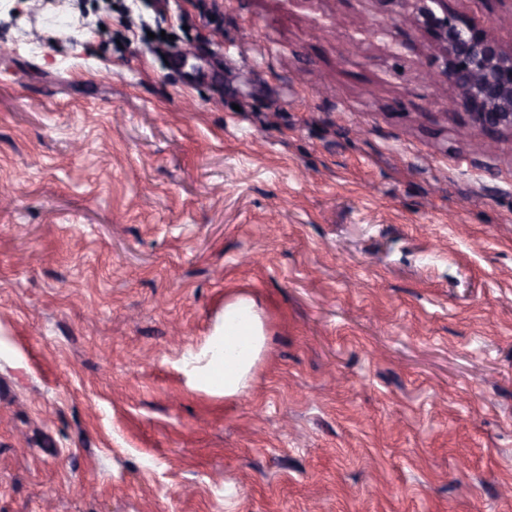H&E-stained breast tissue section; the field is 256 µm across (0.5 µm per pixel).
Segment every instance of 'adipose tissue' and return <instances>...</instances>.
<instances>
[{
  "instance_id": "1",
  "label": "adipose tissue",
  "mask_w": 512,
  "mask_h": 512,
  "mask_svg": "<svg viewBox=\"0 0 512 512\" xmlns=\"http://www.w3.org/2000/svg\"><path fill=\"white\" fill-rule=\"evenodd\" d=\"M266 341L253 300L236 297L225 304L224 321L208 342L207 364L193 369L197 381L228 397L240 394Z\"/></svg>"
}]
</instances>
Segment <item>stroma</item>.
<instances>
[{
	"instance_id": "35a3bbf8",
	"label": "stroma",
	"mask_w": 512,
	"mask_h": 512,
	"mask_svg": "<svg viewBox=\"0 0 512 512\" xmlns=\"http://www.w3.org/2000/svg\"><path fill=\"white\" fill-rule=\"evenodd\" d=\"M436 56L400 0H0V512H512V133ZM266 341L253 300L238 296L225 304L222 327L208 341L207 364L192 366V371L201 385L234 397L245 388Z\"/></svg>"
}]
</instances>
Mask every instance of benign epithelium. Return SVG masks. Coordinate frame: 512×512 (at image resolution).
Instances as JSON below:
<instances>
[{
	"instance_id": "7a95c632",
	"label": "benign epithelium",
	"mask_w": 512,
	"mask_h": 512,
	"mask_svg": "<svg viewBox=\"0 0 512 512\" xmlns=\"http://www.w3.org/2000/svg\"><path fill=\"white\" fill-rule=\"evenodd\" d=\"M401 2L440 53L438 77L456 92L448 110L468 111L470 127L460 135L512 132V47L446 11L437 14L433 5L443 0Z\"/></svg>"
}]
</instances>
